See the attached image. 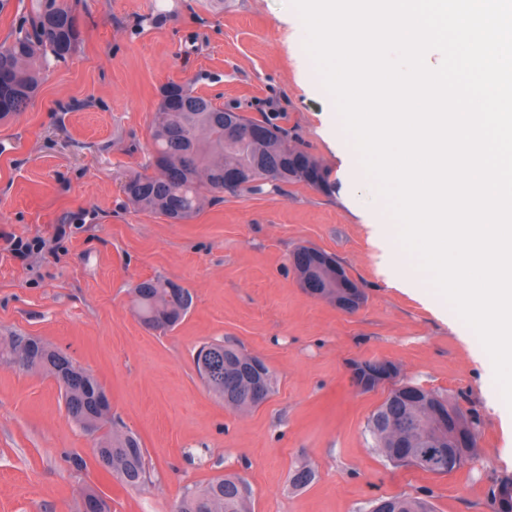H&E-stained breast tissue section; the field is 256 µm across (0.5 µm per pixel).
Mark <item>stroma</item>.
<instances>
[{
    "label": "stroma",
    "mask_w": 512,
    "mask_h": 512,
    "mask_svg": "<svg viewBox=\"0 0 512 512\" xmlns=\"http://www.w3.org/2000/svg\"><path fill=\"white\" fill-rule=\"evenodd\" d=\"M80 42L50 62L25 111L0 118V343L33 336L110 395L118 434L135 435L138 488L100 468L98 434L68 415L56 380L0 360V512H175L186 489L238 475L252 512H369L393 496L435 512H491L512 478V423L496 408L492 362L453 311L398 286L385 228L362 209L290 0H80ZM175 82L219 108L279 125L329 173L303 184L224 192L173 223L122 185L154 153L161 89ZM67 225L55 240L57 225ZM45 240L15 258L14 239ZM335 257L365 296L354 313L301 287L300 247ZM160 277L192 305L174 329L135 312L134 288ZM206 343L262 359L275 384L261 405H225L198 374ZM388 360L397 383L437 392L473 421L476 458L449 475L397 466L369 421L387 397L350 365ZM313 471L298 486L296 470Z\"/></svg>",
    "instance_id": "1"
}]
</instances>
